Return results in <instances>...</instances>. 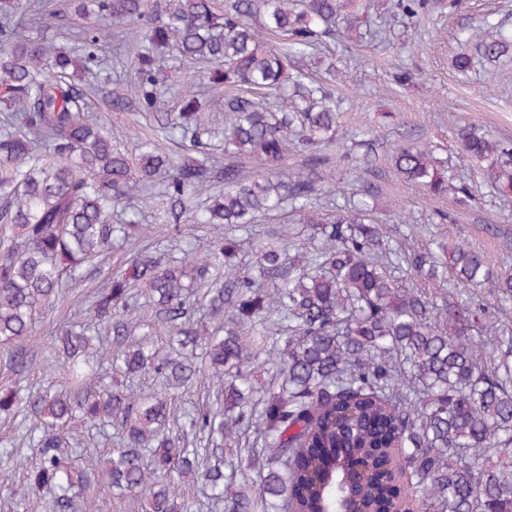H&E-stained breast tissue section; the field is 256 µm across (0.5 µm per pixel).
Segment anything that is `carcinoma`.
<instances>
[{"mask_svg": "<svg viewBox=\"0 0 512 512\" xmlns=\"http://www.w3.org/2000/svg\"><path fill=\"white\" fill-rule=\"evenodd\" d=\"M437 0H394L409 23L424 19ZM364 0H78L76 15L96 19L74 34L66 51L25 34L28 22L56 16L52 0L32 12L23 0H0V224L12 230L0 249V343L4 363L20 372L25 341L40 312L66 283L104 257L117 238L141 226L130 206L162 197L158 219L207 224L216 232L205 253L181 250L167 260L138 252L128 270L93 289L86 323L57 337L60 391L31 401L0 394V413L41 422L0 450V476L23 447L38 450L24 494L44 512H73L91 485L144 499L146 512H194L183 486L201 478L224 512H322L324 476L362 463L369 478L354 487L349 512H512V326L497 323L480 290L512 302V271H496L484 254L461 244L404 249L371 222L366 202L351 200L328 216L313 209L320 171L312 153L288 166V149H314L336 133L329 85L291 64L314 54L324 37H352ZM116 49L136 44L134 79L112 99L137 106L155 122L156 138L131 156L112 147V128L91 114V85L74 71L100 65L103 38ZM476 43L494 61L512 53V35ZM213 65L214 85L235 92L217 98L185 90L179 111L164 112L171 70L183 60ZM222 112L223 159L210 152L211 113ZM470 157L492 163L502 191H512V142L457 133ZM251 155L276 171L247 176L231 161ZM396 173L434 195L448 194L447 171L419 144L398 149ZM120 223H112V214ZM291 214L251 242L252 271L229 263L238 239L258 218ZM294 255L286 256L287 249ZM409 273L448 290L409 287ZM145 289L155 326L169 336L160 353L140 331L148 327L135 289ZM195 297L222 320L204 336L191 323ZM111 347L88 355V332ZM284 344L275 382L257 398L254 365L269 342ZM130 377L152 376L163 388L99 389L103 363ZM217 385L215 403L195 410L189 425L199 447L186 448L168 426L170 400L197 381ZM117 431V448L81 472L62 459L77 429ZM251 430L263 448L261 486L252 493L224 482V446Z\"/></svg>", "mask_w": 512, "mask_h": 512, "instance_id": "1", "label": "carcinoma"}]
</instances>
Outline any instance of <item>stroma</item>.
<instances>
[{"label":"stroma","instance_id":"stroma-1","mask_svg":"<svg viewBox=\"0 0 512 512\" xmlns=\"http://www.w3.org/2000/svg\"><path fill=\"white\" fill-rule=\"evenodd\" d=\"M486 21L512 33V0H462L458 10L435 12L417 27L400 17L386 37L347 42L327 38L319 52L304 59L305 70L317 76L335 64L340 110L337 140L330 149L332 175L318 185L317 209L343 204L369 188L374 222L401 245L425 249L442 239L484 253L495 267L512 269V193H499L485 164L466 157L457 139L459 129L473 128L512 141V59L485 61L471 45L472 71L462 75L453 67L461 30ZM122 91L121 85L100 80L90 105L111 125L120 146L130 151L149 134L150 125L144 113L109 110V97ZM410 140L429 146L434 157L463 178L471 195L467 204L457 203L451 194H429L395 173L392 155ZM444 214L450 223H441ZM143 225L141 243L156 247L162 257L187 245L201 252L211 241L206 226L185 223L176 232L156 221L150 210ZM132 251L127 244L115 246L85 281L67 288L56 309L41 314L26 343L34 362L9 380L21 396L34 399L51 390L52 378L41 360L52 338L86 314L90 287L124 264ZM248 442L243 435L225 448L224 474L234 486L255 489L262 479V461ZM35 461L34 449H24L9 478L0 480V512H42L23 495Z\"/></svg>","mask_w":512,"mask_h":512}]
</instances>
